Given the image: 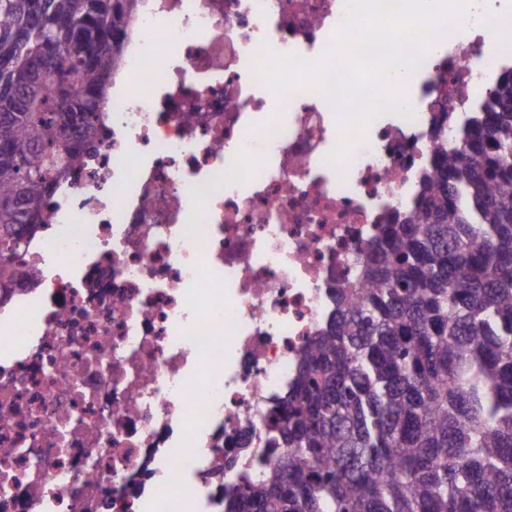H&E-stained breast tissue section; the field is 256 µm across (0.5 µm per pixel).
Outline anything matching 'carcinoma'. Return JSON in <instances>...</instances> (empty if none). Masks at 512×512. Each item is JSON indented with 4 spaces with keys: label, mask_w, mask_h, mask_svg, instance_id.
<instances>
[{
    "label": "carcinoma",
    "mask_w": 512,
    "mask_h": 512,
    "mask_svg": "<svg viewBox=\"0 0 512 512\" xmlns=\"http://www.w3.org/2000/svg\"><path fill=\"white\" fill-rule=\"evenodd\" d=\"M138 0H0V278L95 148ZM272 410L266 478L222 512H512V67Z\"/></svg>",
    "instance_id": "carcinoma-1"
}]
</instances>
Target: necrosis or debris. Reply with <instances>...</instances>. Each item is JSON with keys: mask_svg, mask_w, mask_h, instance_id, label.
I'll use <instances>...</instances> for the list:
<instances>
[{"mask_svg": "<svg viewBox=\"0 0 512 512\" xmlns=\"http://www.w3.org/2000/svg\"><path fill=\"white\" fill-rule=\"evenodd\" d=\"M139 2L108 130L21 246L33 281L0 287V512H221L329 285L418 203L431 128L456 136L512 65V0H472L411 73L414 119L375 121L338 170L339 108L252 66L321 55L344 0Z\"/></svg>", "mask_w": 512, "mask_h": 512, "instance_id": "4bbe7bcc", "label": "necrosis or debris"}]
</instances>
